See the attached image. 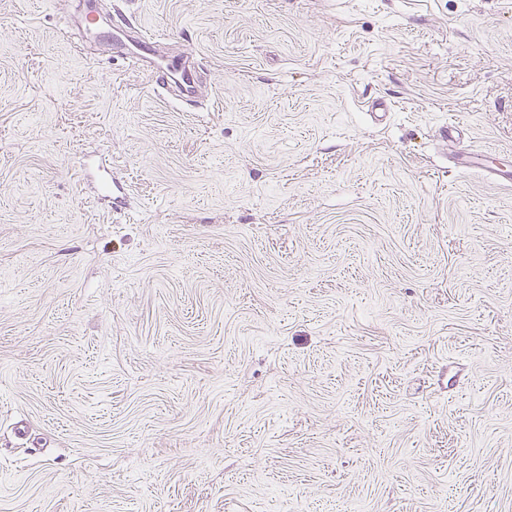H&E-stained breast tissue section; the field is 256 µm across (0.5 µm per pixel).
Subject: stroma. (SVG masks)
Instances as JSON below:
<instances>
[{
    "mask_svg": "<svg viewBox=\"0 0 512 512\" xmlns=\"http://www.w3.org/2000/svg\"><path fill=\"white\" fill-rule=\"evenodd\" d=\"M113 3L0 0V512H512V0ZM118 29L123 36L115 41L116 48L125 55L124 58L133 59L138 64V69L148 76L152 88L163 87L169 75L175 73L178 76L180 93L186 100L195 97L198 87V72L193 62L185 61L179 69H173L163 65L157 56L158 38L131 26L122 23Z\"/></svg>",
    "mask_w": 512,
    "mask_h": 512,
    "instance_id": "stroma-1",
    "label": "stroma"
}]
</instances>
